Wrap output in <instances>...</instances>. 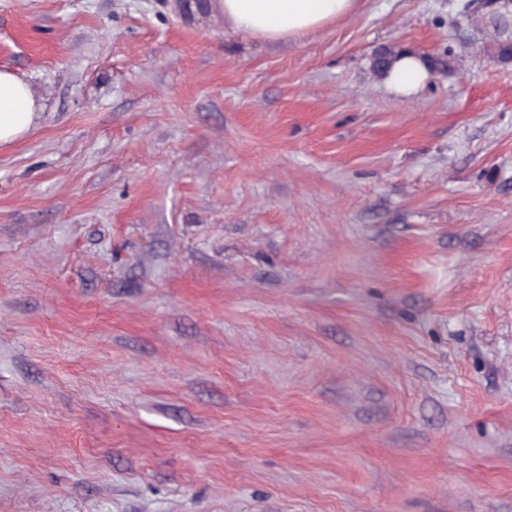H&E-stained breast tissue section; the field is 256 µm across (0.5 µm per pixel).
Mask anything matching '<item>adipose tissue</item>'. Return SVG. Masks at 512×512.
Wrapping results in <instances>:
<instances>
[{
	"label": "adipose tissue",
	"instance_id": "ef3b65f1",
	"mask_svg": "<svg viewBox=\"0 0 512 512\" xmlns=\"http://www.w3.org/2000/svg\"><path fill=\"white\" fill-rule=\"evenodd\" d=\"M225 18L245 34L268 39L297 38L347 16L355 0H219ZM31 85L0 69V145L27 134L40 117Z\"/></svg>",
	"mask_w": 512,
	"mask_h": 512
}]
</instances>
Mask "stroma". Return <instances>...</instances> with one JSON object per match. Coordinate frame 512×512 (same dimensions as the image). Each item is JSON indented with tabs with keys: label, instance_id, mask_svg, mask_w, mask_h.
<instances>
[{
	"label": "stroma",
	"instance_id": "stroma-1",
	"mask_svg": "<svg viewBox=\"0 0 512 512\" xmlns=\"http://www.w3.org/2000/svg\"><path fill=\"white\" fill-rule=\"evenodd\" d=\"M462 0L300 39L0 0V512H512V64ZM399 43L448 71L393 92ZM31 85L10 69H0V145L27 134L40 117Z\"/></svg>",
	"mask_w": 512,
	"mask_h": 512
}]
</instances>
